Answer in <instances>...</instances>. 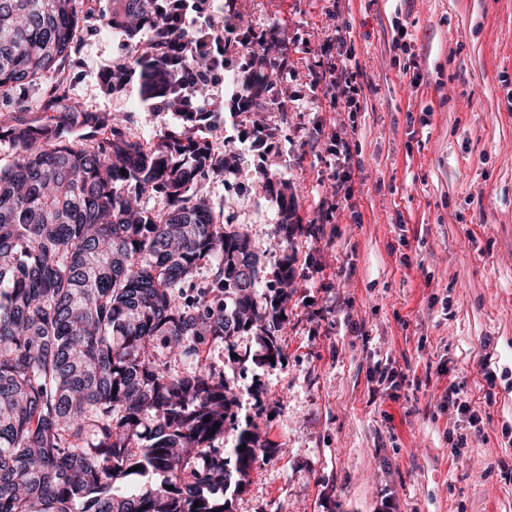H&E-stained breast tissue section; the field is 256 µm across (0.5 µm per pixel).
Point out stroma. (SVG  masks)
Here are the masks:
<instances>
[{"instance_id": "1", "label": "stroma", "mask_w": 512, "mask_h": 512, "mask_svg": "<svg viewBox=\"0 0 512 512\" xmlns=\"http://www.w3.org/2000/svg\"><path fill=\"white\" fill-rule=\"evenodd\" d=\"M107 5L79 0L62 73L0 98L1 116H39L61 79L141 140L176 125L141 91L106 90L102 73L133 44L101 27ZM235 22L287 58V79L271 78L286 109L263 98L217 113L204 138L237 163L206 174L202 192L247 228L264 263L259 303L279 289L282 255L295 274L278 361L251 331L204 353L236 398L217 447L244 430L260 444L229 512H512V0H237ZM398 23L409 51L393 45ZM338 34L358 63L353 115L311 86ZM258 123L275 138L243 148ZM334 134L352 146L348 201L334 196ZM284 182L287 239L273 198ZM452 381L478 423L443 410Z\"/></svg>"}]
</instances>
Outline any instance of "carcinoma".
Returning <instances> with one entry per match:
<instances>
[{
	"label": "carcinoma",
	"instance_id": "carcinoma-1",
	"mask_svg": "<svg viewBox=\"0 0 512 512\" xmlns=\"http://www.w3.org/2000/svg\"><path fill=\"white\" fill-rule=\"evenodd\" d=\"M74 3L0 0L1 97L60 70ZM154 6L110 0L100 18L134 36ZM137 68L145 95L162 88L136 46L113 76ZM204 117L183 112L144 144L120 116L74 109L58 82L42 116L0 121V512H226L255 459L246 432L214 447L233 400L202 353L255 330L276 356L283 308L258 307L264 265L248 234L195 191L225 169L197 137ZM287 190L275 198L286 239ZM154 193L159 209L142 204ZM278 273L288 287L290 255Z\"/></svg>",
	"mask_w": 512,
	"mask_h": 512
}]
</instances>
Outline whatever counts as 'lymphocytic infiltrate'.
<instances>
[{"label": "lymphocytic infiltrate", "mask_w": 512, "mask_h": 512, "mask_svg": "<svg viewBox=\"0 0 512 512\" xmlns=\"http://www.w3.org/2000/svg\"><path fill=\"white\" fill-rule=\"evenodd\" d=\"M156 24L150 25L140 45L142 62L162 64L167 72L164 95L152 104L153 111L204 112L214 114L232 107L236 112L254 111L261 84L256 73L278 66L287 72V60L271 62L269 46L252 31H239L233 19L236 0H155ZM336 60L327 62L314 76L329 107L346 102L356 108L358 93L353 85L351 51L344 38H336ZM242 57L237 69H230L226 57Z\"/></svg>", "instance_id": "f902f5d3"}]
</instances>
